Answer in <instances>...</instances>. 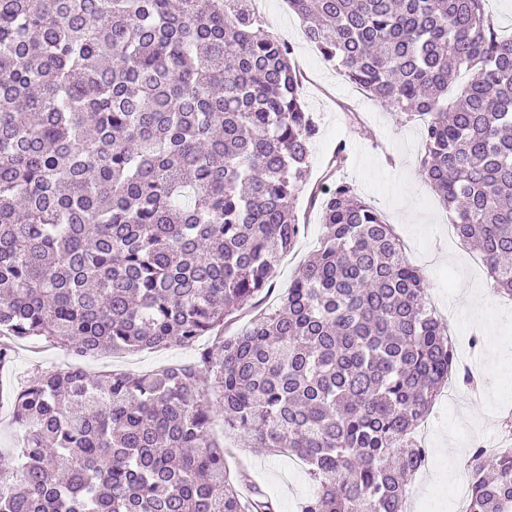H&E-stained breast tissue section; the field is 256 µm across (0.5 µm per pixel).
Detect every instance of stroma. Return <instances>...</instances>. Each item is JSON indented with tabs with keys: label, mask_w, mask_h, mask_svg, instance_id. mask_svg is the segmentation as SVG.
<instances>
[{
	"label": "stroma",
	"mask_w": 512,
	"mask_h": 512,
	"mask_svg": "<svg viewBox=\"0 0 512 512\" xmlns=\"http://www.w3.org/2000/svg\"><path fill=\"white\" fill-rule=\"evenodd\" d=\"M258 13L268 31L293 45L292 59L303 76L305 104L319 123L309 159L311 185L326 188L346 179L361 197L378 203L385 221L403 239L408 258L420 270L430 302L462 359L476 364L482 378L479 392L459 388L456 403H449L444 395L438 398L421 430L427 462L412 481L405 504V512H457L448 489L460 471L438 451H469L477 433L494 438L498 416L512 411V298L495 292L479 257L449 233L451 216L419 168L423 151L420 121L408 119L343 80L305 40L303 22L289 9L287 0H267ZM341 144L346 147L347 161L340 170L330 171L332 153ZM296 208L306 230L295 250L279 261L274 286L261 300L265 308L279 306L301 263L317 248L323 234L320 214L310 208L307 192L299 193ZM475 334L484 343L473 350L468 340ZM208 342V337H200L197 346ZM197 346L102 352L78 359L31 340L19 345L10 371L0 372V393H8L20 381L72 364L100 375L115 370L142 373L189 362ZM211 434L233 450L230 469H244L274 501L277 512H298L312 486L294 457L252 452L246 439L225 429L220 415L212 422Z\"/></svg>",
	"instance_id": "obj_1"
}]
</instances>
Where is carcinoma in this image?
<instances>
[{
  "mask_svg": "<svg viewBox=\"0 0 512 512\" xmlns=\"http://www.w3.org/2000/svg\"><path fill=\"white\" fill-rule=\"evenodd\" d=\"M485 2L288 7L345 80L422 118L426 183L512 297V37ZM292 54L250 0H0V370L32 337L80 357L212 337L187 364L19 384L0 512H275L227 471L216 414L306 464L299 512H403L436 396L477 382L352 184L311 190L318 248L279 308L224 336L305 229L319 126ZM466 469V512H512V443Z\"/></svg>",
  "mask_w": 512,
  "mask_h": 512,
  "instance_id": "obj_1",
  "label": "carcinoma"
}]
</instances>
